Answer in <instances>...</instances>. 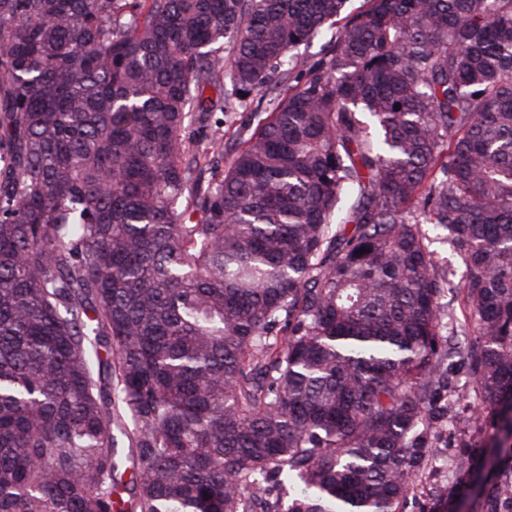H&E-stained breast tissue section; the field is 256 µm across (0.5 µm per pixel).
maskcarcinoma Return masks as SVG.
I'll return each mask as SVG.
<instances>
[{"mask_svg":"<svg viewBox=\"0 0 512 512\" xmlns=\"http://www.w3.org/2000/svg\"><path fill=\"white\" fill-rule=\"evenodd\" d=\"M347 3L0 0V512H405L454 356L423 512L512 438V0ZM277 93V90H268L265 94V89L253 92V94L248 98V100L251 102V105L246 111L238 107L236 102L232 105V109H229L228 113V122L226 126H224V154L231 153L237 147L238 135L236 130L238 129L239 125L246 120V116L249 114L250 110L257 107L260 98L265 94L259 109L260 112H265L268 99L275 96ZM434 250V258L438 262L439 266L447 267L448 270L454 271L456 276L454 277L455 283L461 280V274L463 267L461 265L460 258L456 253L445 243H435L432 246Z\"/></svg>","mask_w":512,"mask_h":512,"instance_id":"obj_1","label":"carcinoma"}]
</instances>
